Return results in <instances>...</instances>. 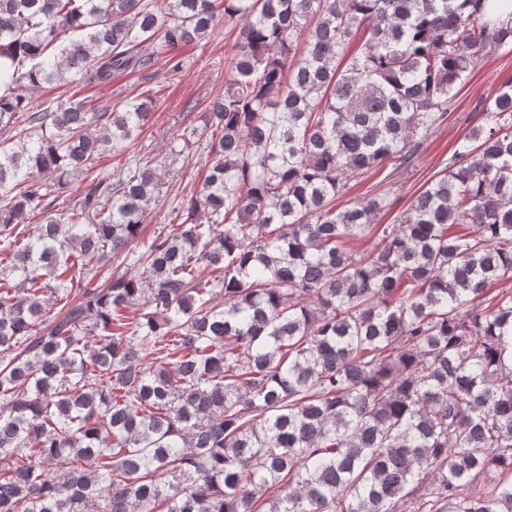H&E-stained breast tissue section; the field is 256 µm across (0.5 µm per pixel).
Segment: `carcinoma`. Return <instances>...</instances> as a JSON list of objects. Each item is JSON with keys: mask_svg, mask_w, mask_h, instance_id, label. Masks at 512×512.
Instances as JSON below:
<instances>
[{"mask_svg": "<svg viewBox=\"0 0 512 512\" xmlns=\"http://www.w3.org/2000/svg\"><path fill=\"white\" fill-rule=\"evenodd\" d=\"M489 6L0 0V512H512V78L400 223H375L382 196L335 207L354 175L406 167L512 46ZM220 16L241 26L190 131L200 188L132 251L142 275L93 285L139 239L152 167L26 219L157 98L29 91L179 71Z\"/></svg>", "mask_w": 512, "mask_h": 512, "instance_id": "cac0c4a2", "label": "carcinoma"}]
</instances>
